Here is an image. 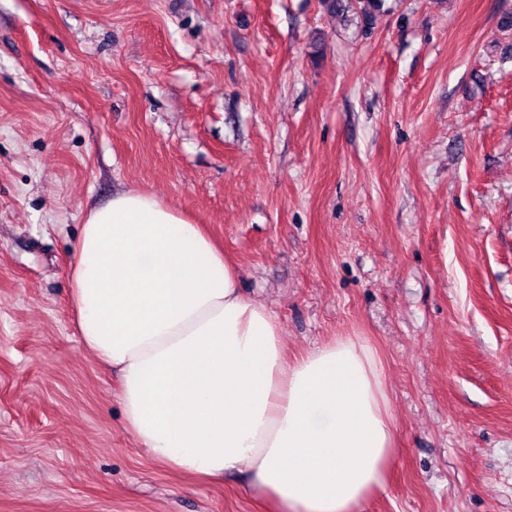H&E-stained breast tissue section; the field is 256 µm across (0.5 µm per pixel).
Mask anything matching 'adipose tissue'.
I'll use <instances>...</instances> for the list:
<instances>
[{
	"label": "adipose tissue",
	"mask_w": 512,
	"mask_h": 512,
	"mask_svg": "<svg viewBox=\"0 0 512 512\" xmlns=\"http://www.w3.org/2000/svg\"><path fill=\"white\" fill-rule=\"evenodd\" d=\"M67 268L77 332L117 372L126 425L172 472L239 474L276 512H360L395 434L375 349L291 358L267 307L183 211L125 191L87 211Z\"/></svg>",
	"instance_id": "1"
}]
</instances>
